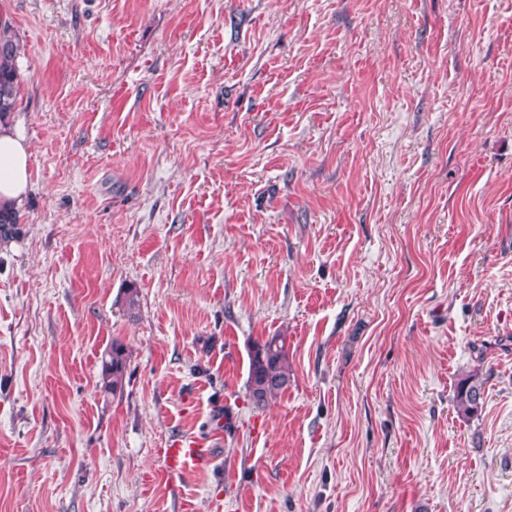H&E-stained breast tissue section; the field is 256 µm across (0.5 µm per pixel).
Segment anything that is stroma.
Listing matches in <instances>:
<instances>
[{
  "instance_id": "35a3bbf8",
  "label": "stroma",
  "mask_w": 512,
  "mask_h": 512,
  "mask_svg": "<svg viewBox=\"0 0 512 512\" xmlns=\"http://www.w3.org/2000/svg\"><path fill=\"white\" fill-rule=\"evenodd\" d=\"M0 19L31 152L0 247V512H512V0ZM278 335L292 383L258 409L249 351ZM181 437L209 460L169 480ZM101 389L115 395L123 389L126 368V353L122 344L112 343V347L102 355ZM482 383L478 382V374L464 378L456 387L454 397L457 413L466 418L476 416L482 406Z\"/></svg>"
}]
</instances>
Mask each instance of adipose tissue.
I'll return each instance as SVG.
<instances>
[{"mask_svg":"<svg viewBox=\"0 0 512 512\" xmlns=\"http://www.w3.org/2000/svg\"><path fill=\"white\" fill-rule=\"evenodd\" d=\"M29 151L24 136L8 123H0V208L18 209L30 184Z\"/></svg>","mask_w":512,"mask_h":512,"instance_id":"obj_1","label":"adipose tissue"}]
</instances>
